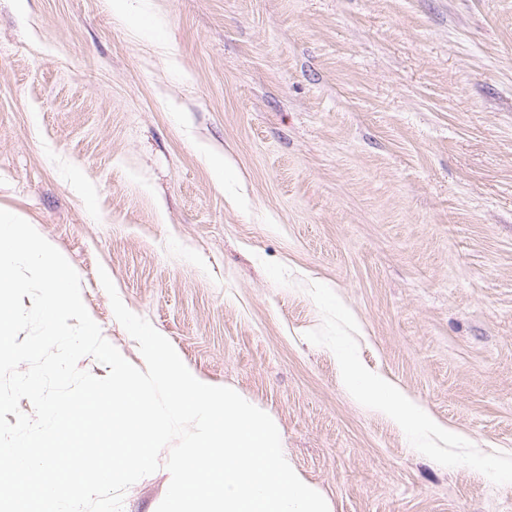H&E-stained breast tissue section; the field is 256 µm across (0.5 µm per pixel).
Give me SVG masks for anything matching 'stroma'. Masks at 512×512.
Wrapping results in <instances>:
<instances>
[{
  "label": "stroma",
  "mask_w": 512,
  "mask_h": 512,
  "mask_svg": "<svg viewBox=\"0 0 512 512\" xmlns=\"http://www.w3.org/2000/svg\"><path fill=\"white\" fill-rule=\"evenodd\" d=\"M0 0V207L266 412L329 512H512V0ZM227 159L223 186L206 155ZM458 440L414 447L339 350ZM166 468L125 493L156 512Z\"/></svg>",
  "instance_id": "stroma-1"
}]
</instances>
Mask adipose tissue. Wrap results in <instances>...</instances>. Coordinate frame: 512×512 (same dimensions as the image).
<instances>
[{
	"label": "adipose tissue",
	"mask_w": 512,
	"mask_h": 512,
	"mask_svg": "<svg viewBox=\"0 0 512 512\" xmlns=\"http://www.w3.org/2000/svg\"><path fill=\"white\" fill-rule=\"evenodd\" d=\"M349 391L377 411L402 425L413 435L442 433L443 428L430 413L399 387L384 377L359 368L349 355H341Z\"/></svg>",
	"instance_id": "obj_1"
}]
</instances>
